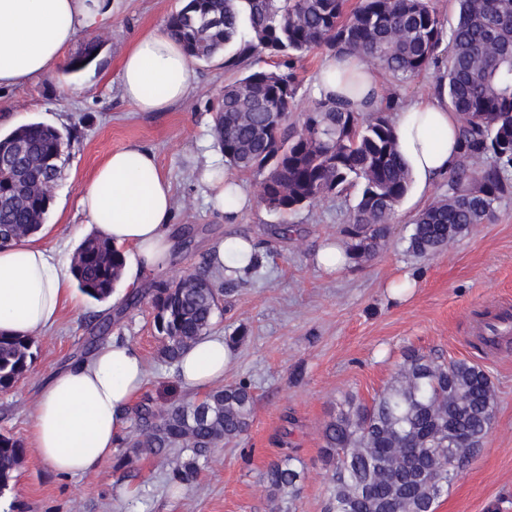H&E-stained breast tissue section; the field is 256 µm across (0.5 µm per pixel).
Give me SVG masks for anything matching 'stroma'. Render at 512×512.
I'll use <instances>...</instances> for the list:
<instances>
[{
    "label": "stroma",
    "mask_w": 512,
    "mask_h": 512,
    "mask_svg": "<svg viewBox=\"0 0 512 512\" xmlns=\"http://www.w3.org/2000/svg\"><path fill=\"white\" fill-rule=\"evenodd\" d=\"M184 0H122L110 26L102 28L96 71L76 93L43 81L0 94V113L20 123L40 121L59 129L77 126L69 159L36 243L74 253L81 238L78 201L95 168L112 152L137 144L153 151L174 191L173 228L191 224L200 234L194 246L177 249L150 277L177 279L198 269L216 241L253 238L261 263L224 295V312L214 326L224 336L245 327L235 345L225 382L250 383L257 398L250 431L218 449L188 488L168 482L171 457H111L78 478L55 475L37 458L31 428L37 394L55 369L83 359L84 343L104 319L112 335L130 341L148 367L144 388L155 405L194 400L181 388L172 364L159 355L154 311L144 302L112 318L113 307L92 299L64 304L54 326L35 336L33 370L0 392V434L19 440L25 456L9 487L0 491V512H271L262 475L280 457L281 440L296 450L305 471L292 512H327L329 478L320 458L322 428L346 395L372 402L394 375L406 349L443 359H467L484 367L496 392L492 427L481 450L460 470L440 498L436 512H512V343L479 351L473 346L481 312L512 307V192L497 205L493 222L475 225L442 251L419 257L408 248L411 224L435 199L447 195L440 179L423 191L412 186L397 208L391 234L372 261L341 271L314 262L323 242L342 240L341 230L356 193L318 200L282 216L257 206L234 224L207 201L197 167L203 153L218 155L211 136L214 109L233 75L220 60L194 62L187 103L166 112H140L119 90L123 51L142 29L164 25ZM441 70L430 67L411 81L381 74V95L398 106L433 98ZM295 234L277 237L282 225ZM411 279L402 297L390 282Z\"/></svg>",
    "instance_id": "obj_1"
}]
</instances>
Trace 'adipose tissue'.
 Instances as JSON below:
<instances>
[{"label":"adipose tissue","mask_w":512,"mask_h":512,"mask_svg":"<svg viewBox=\"0 0 512 512\" xmlns=\"http://www.w3.org/2000/svg\"><path fill=\"white\" fill-rule=\"evenodd\" d=\"M119 0H0V91L57 78L65 51L87 31L110 23ZM193 67L166 27L139 32L121 58L119 89L141 112H164L181 104L193 86ZM379 74L354 56L328 55L316 76L318 96H343L361 111L377 95ZM400 152L421 189H429L459 162L455 113L447 98L415 101L394 117ZM214 210L236 223L255 206L240 177L208 156L200 164ZM86 226L126 249L122 279L133 286L177 247L171 232L173 191L151 150L133 145L112 152L82 192ZM216 270L244 271L258 260L249 238L214 245ZM68 256L32 240L0 246V333L33 335L57 320L68 294ZM234 358L223 336H201L181 356L176 375L190 392L222 382ZM147 366L139 349L114 339L92 355L54 372L37 400L33 440L56 475L74 477L109 459L126 417L142 392Z\"/></svg>","instance_id":"ef3b65f1"}]
</instances>
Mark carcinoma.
Segmentation results:
<instances>
[{
	"mask_svg": "<svg viewBox=\"0 0 512 512\" xmlns=\"http://www.w3.org/2000/svg\"><path fill=\"white\" fill-rule=\"evenodd\" d=\"M458 17L445 27L430 0H187L165 26L193 59L224 54V69L243 75L224 86L213 113V136L224 163L239 174H259L260 202L290 215L323 197L358 189L343 229L346 253L360 266L390 234L407 195L411 172L399 150L391 104L356 112L336 98H318L289 122L300 80L295 60L319 49L355 54L406 81L439 63L447 44L448 110L458 116L462 159L448 195L416 216L409 249L426 256L494 220L496 205L512 190V0H456ZM276 59L274 68L256 61ZM71 132L41 122L0 137V246L34 235L51 203L66 162ZM490 154L494 162L478 165ZM124 254L99 236L86 238L72 260L78 289L103 300L112 294ZM211 266L178 280L159 279L132 293L127 306L145 298L155 311L160 354L173 364L197 337L212 331L223 312L225 285ZM30 336L0 334V391L13 388L37 358ZM256 397L244 381L208 391L202 398L157 409L150 397L134 415L139 433L125 440L124 457L162 455L180 449L170 483H193L215 449L249 431ZM496 408L493 382L466 360L445 362L409 349L380 395L365 404L350 396L325 423L321 460L331 472L328 512H436L457 477L456 449H481ZM395 448H416L405 467ZM24 454L19 441L0 434V492ZM294 449L269 463L264 482L272 512H285L304 478Z\"/></svg>",
	"mask_w": 512,
	"mask_h": 512,
	"instance_id": "1",
	"label": "carcinoma"
}]
</instances>
